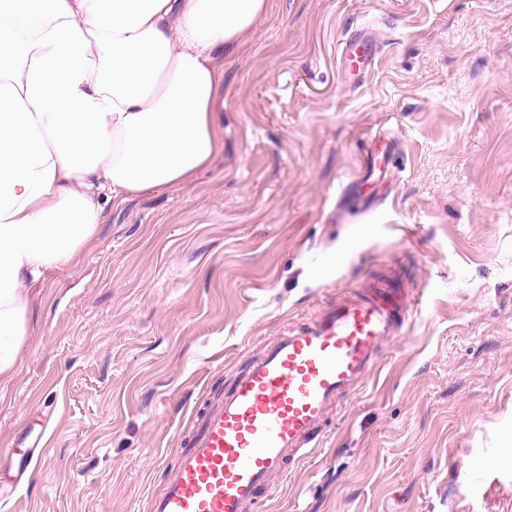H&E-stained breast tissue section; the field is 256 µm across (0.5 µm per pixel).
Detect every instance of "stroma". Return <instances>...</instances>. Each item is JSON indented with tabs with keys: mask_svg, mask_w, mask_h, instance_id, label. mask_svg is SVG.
<instances>
[{
	"mask_svg": "<svg viewBox=\"0 0 512 512\" xmlns=\"http://www.w3.org/2000/svg\"><path fill=\"white\" fill-rule=\"evenodd\" d=\"M362 26L363 77L337 59ZM223 62L212 164L105 205L32 296L0 450L46 413V452L0 512H149L190 422L266 343L391 278L415 321L253 512H512V0H269ZM368 149L377 203L337 220Z\"/></svg>",
	"mask_w": 512,
	"mask_h": 512,
	"instance_id": "stroma-1",
	"label": "stroma"
}]
</instances>
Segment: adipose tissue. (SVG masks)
<instances>
[{"mask_svg": "<svg viewBox=\"0 0 512 512\" xmlns=\"http://www.w3.org/2000/svg\"><path fill=\"white\" fill-rule=\"evenodd\" d=\"M267 3L0 0V378L104 202L190 184L221 151L217 59Z\"/></svg>", "mask_w": 512, "mask_h": 512, "instance_id": "1", "label": "adipose tissue"}]
</instances>
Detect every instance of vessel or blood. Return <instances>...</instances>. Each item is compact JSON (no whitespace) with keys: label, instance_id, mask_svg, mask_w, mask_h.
Segmentation results:
<instances>
[{"label":"vessel or blood","instance_id":"1","mask_svg":"<svg viewBox=\"0 0 512 512\" xmlns=\"http://www.w3.org/2000/svg\"><path fill=\"white\" fill-rule=\"evenodd\" d=\"M340 62L366 71L374 54L352 37ZM417 309L398 288L353 289L284 330L198 412L150 512H251L319 448L341 398L368 382ZM23 443L10 453L21 475L44 453L40 436Z\"/></svg>","mask_w":512,"mask_h":512}]
</instances>
